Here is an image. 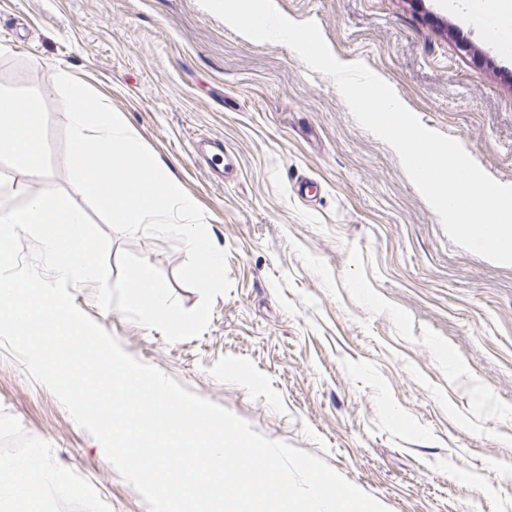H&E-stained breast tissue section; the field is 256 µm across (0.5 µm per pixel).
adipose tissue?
<instances>
[{
    "label": "adipose tissue",
    "instance_id": "adipose-tissue-1",
    "mask_svg": "<svg viewBox=\"0 0 512 512\" xmlns=\"http://www.w3.org/2000/svg\"><path fill=\"white\" fill-rule=\"evenodd\" d=\"M450 11L469 17L477 26L503 27L512 22V0H448ZM36 103L21 102L7 91H0V153L9 155L18 169L40 164L41 128ZM40 485L45 492L59 489V475L40 450L26 456L0 460V512H40L31 488Z\"/></svg>",
    "mask_w": 512,
    "mask_h": 512
}]
</instances>
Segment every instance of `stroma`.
Listing matches in <instances>:
<instances>
[{
    "label": "stroma",
    "mask_w": 512,
    "mask_h": 512,
    "mask_svg": "<svg viewBox=\"0 0 512 512\" xmlns=\"http://www.w3.org/2000/svg\"><path fill=\"white\" fill-rule=\"evenodd\" d=\"M427 128L512 184V35L445 0H275ZM82 79L203 209L231 281L199 337L167 343L93 287L76 305L134 358L270 440L324 459L388 512H512V265L455 245L397 152L287 45L251 40L199 0H0V88L41 110L42 162L0 154L6 194L70 189L49 68ZM219 137L217 181L191 154ZM322 189L305 201L297 179ZM179 282L182 247L111 233ZM40 448L64 480L44 512H149L102 445L0 349V459Z\"/></svg>",
    "instance_id": "35a3bbf8"
}]
</instances>
